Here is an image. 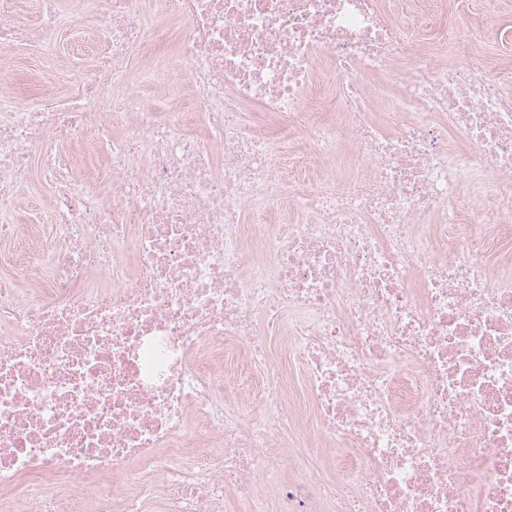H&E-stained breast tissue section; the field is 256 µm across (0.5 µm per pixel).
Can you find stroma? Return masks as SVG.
Returning <instances> with one entry per match:
<instances>
[{
  "mask_svg": "<svg viewBox=\"0 0 512 512\" xmlns=\"http://www.w3.org/2000/svg\"><path fill=\"white\" fill-rule=\"evenodd\" d=\"M387 15L408 31L427 30L446 37L447 52L442 63L459 64L458 43L470 52L488 57L487 77L497 83L502 95L512 99V0H381ZM61 60L70 67L71 93H79L96 54L107 47L106 37H89L78 27L57 34ZM0 73L10 77L14 96L30 105H51L52 80L39 71L35 58L22 51H0Z\"/></svg>",
  "mask_w": 512,
  "mask_h": 512,
  "instance_id": "obj_1",
  "label": "stroma"
}]
</instances>
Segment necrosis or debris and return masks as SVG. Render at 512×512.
<instances>
[{
	"label": "necrosis or debris",
	"instance_id": "necrosis-or-debris-1",
	"mask_svg": "<svg viewBox=\"0 0 512 512\" xmlns=\"http://www.w3.org/2000/svg\"><path fill=\"white\" fill-rule=\"evenodd\" d=\"M78 5L110 49L75 97L60 0L0 5L56 99L0 80V512H512V207L457 206L463 174L477 215L512 185L486 59L378 0ZM182 70L192 112L143 103ZM34 171L46 225L16 221ZM316 439L334 477L301 470Z\"/></svg>",
	"mask_w": 512,
	"mask_h": 512
}]
</instances>
